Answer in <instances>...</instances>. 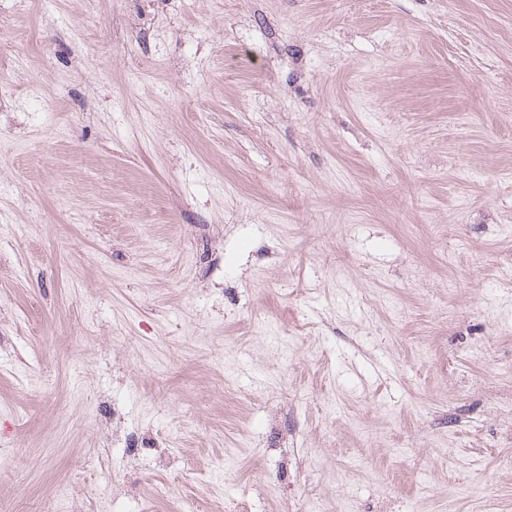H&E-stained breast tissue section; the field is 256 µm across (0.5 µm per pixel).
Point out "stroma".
Listing matches in <instances>:
<instances>
[{
  "label": "stroma",
  "mask_w": 512,
  "mask_h": 512,
  "mask_svg": "<svg viewBox=\"0 0 512 512\" xmlns=\"http://www.w3.org/2000/svg\"><path fill=\"white\" fill-rule=\"evenodd\" d=\"M512 512V0H0V512Z\"/></svg>",
  "instance_id": "1"
}]
</instances>
